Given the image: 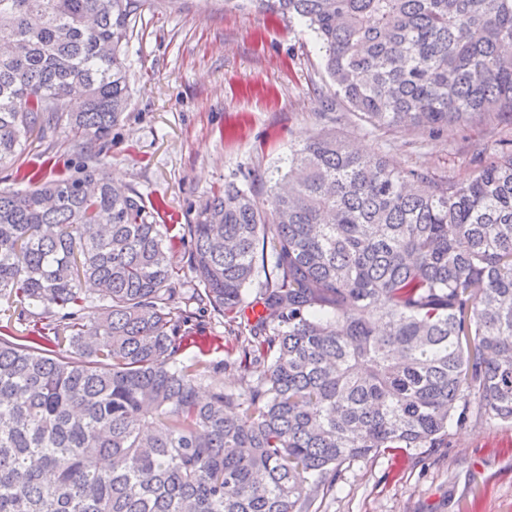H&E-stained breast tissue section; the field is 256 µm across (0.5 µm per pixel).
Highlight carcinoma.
Wrapping results in <instances>:
<instances>
[{"label":"carcinoma","instance_id":"cac0c4a2","mask_svg":"<svg viewBox=\"0 0 512 512\" xmlns=\"http://www.w3.org/2000/svg\"><path fill=\"white\" fill-rule=\"evenodd\" d=\"M141 0H0V164L63 124L80 175L0 189V512H309L346 462L512 421V138L465 182L320 130L288 170L169 224L105 159ZM315 33L328 106L375 129L512 126V0H275ZM78 92L83 107L68 109ZM239 368L177 366L197 316L241 311ZM101 303L83 315L85 303ZM197 308L190 309V304ZM173 251L175 253L174 260L177 263V266L180 268L179 272V280L175 282L176 288H195L196 281L194 278V274L189 268L188 261V246L185 242L182 243L179 239H174L172 241Z\"/></svg>","mask_w":512,"mask_h":512}]
</instances>
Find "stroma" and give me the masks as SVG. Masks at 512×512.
Wrapping results in <instances>:
<instances>
[{"label":"stroma","mask_w":512,"mask_h":512,"mask_svg":"<svg viewBox=\"0 0 512 512\" xmlns=\"http://www.w3.org/2000/svg\"><path fill=\"white\" fill-rule=\"evenodd\" d=\"M314 33L259 0H143L126 49L128 106L112 129L107 161L117 184L142 195L160 224L193 223L200 204L226 180L270 172L292 146L319 130L329 79ZM338 138L383 154L401 170L469 179L470 141L495 153L512 127L436 134L374 129L350 113L332 125ZM69 129L0 164V188L17 169L45 177L78 171ZM225 318L205 315L181 359L210 368L209 383L240 385ZM314 512H512V422L448 430L444 448H415L345 463Z\"/></svg>","instance_id":"obj_1"}]
</instances>
